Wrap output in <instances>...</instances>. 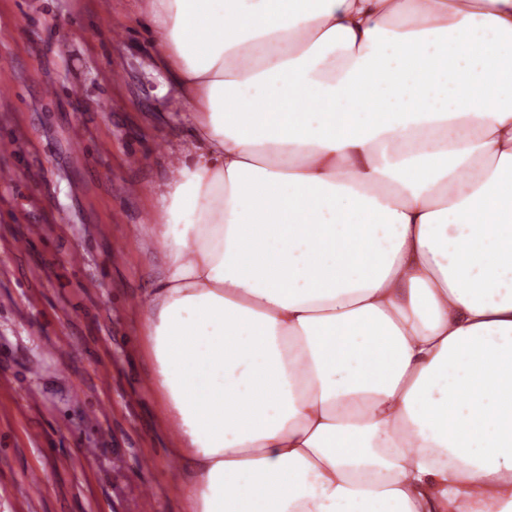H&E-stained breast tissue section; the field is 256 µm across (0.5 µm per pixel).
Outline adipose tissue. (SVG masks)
Segmentation results:
<instances>
[{
    "mask_svg": "<svg viewBox=\"0 0 512 512\" xmlns=\"http://www.w3.org/2000/svg\"><path fill=\"white\" fill-rule=\"evenodd\" d=\"M140 19L192 124L145 331L188 512H512V0Z\"/></svg>",
    "mask_w": 512,
    "mask_h": 512,
    "instance_id": "1",
    "label": "adipose tissue"
}]
</instances>
